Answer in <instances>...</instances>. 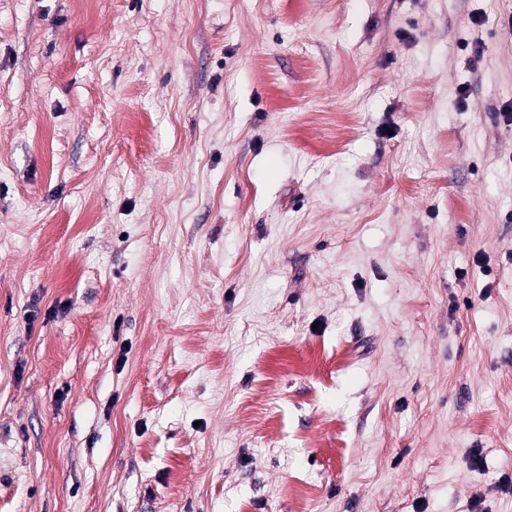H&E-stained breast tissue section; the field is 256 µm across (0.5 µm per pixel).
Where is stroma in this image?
<instances>
[{"label": "stroma", "instance_id": "obj_1", "mask_svg": "<svg viewBox=\"0 0 512 512\" xmlns=\"http://www.w3.org/2000/svg\"><path fill=\"white\" fill-rule=\"evenodd\" d=\"M512 0H0V512H512Z\"/></svg>", "mask_w": 512, "mask_h": 512}]
</instances>
